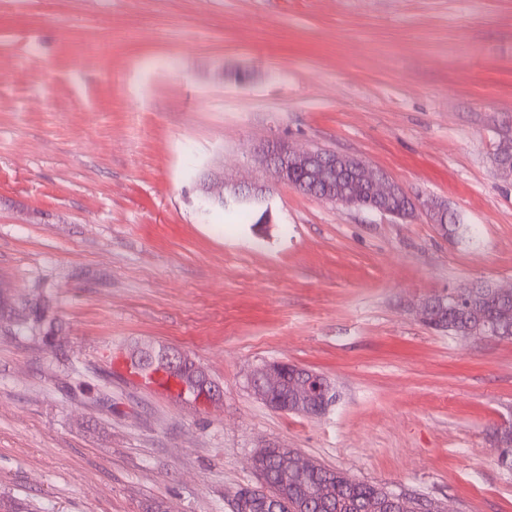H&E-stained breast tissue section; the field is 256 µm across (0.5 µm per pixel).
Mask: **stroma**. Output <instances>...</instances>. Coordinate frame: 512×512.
I'll list each match as a JSON object with an SVG mask.
<instances>
[{"instance_id":"obj_1","label":"stroma","mask_w":512,"mask_h":512,"mask_svg":"<svg viewBox=\"0 0 512 512\" xmlns=\"http://www.w3.org/2000/svg\"><path fill=\"white\" fill-rule=\"evenodd\" d=\"M510 139L512 0H0V512H233L264 446L512 512V341L417 315L512 287ZM272 141L363 159L417 208L303 194L256 162ZM210 175L270 194L231 211ZM162 348L220 396L113 366ZM275 361L334 384L324 416L255 395ZM115 367L117 370L132 376L140 385L149 390L169 396H177L181 393V386L170 381L161 370L135 367L129 359L123 357L116 359Z\"/></svg>"}]
</instances>
